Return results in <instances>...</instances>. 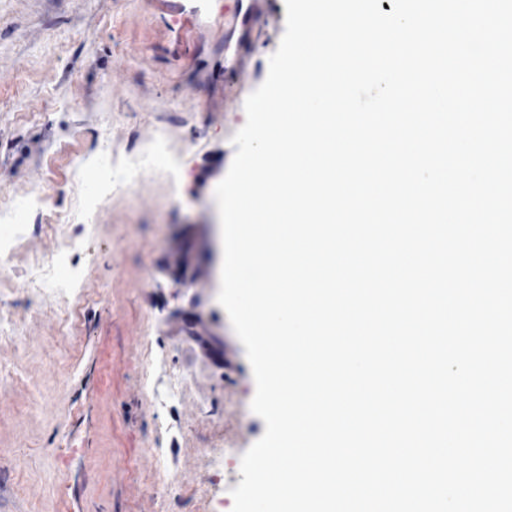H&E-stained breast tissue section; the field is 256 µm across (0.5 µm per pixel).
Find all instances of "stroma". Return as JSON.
<instances>
[{"label": "stroma", "instance_id": "stroma-1", "mask_svg": "<svg viewBox=\"0 0 512 512\" xmlns=\"http://www.w3.org/2000/svg\"><path fill=\"white\" fill-rule=\"evenodd\" d=\"M0 0V209L43 192L0 258V512H231L265 432L245 348L217 300L215 183L266 79L285 0L255 22L248 77L224 64L243 7L222 0ZM166 133L176 174L80 204L103 152ZM79 242L67 265L56 260ZM205 287H176L178 249Z\"/></svg>", "mask_w": 512, "mask_h": 512}]
</instances>
